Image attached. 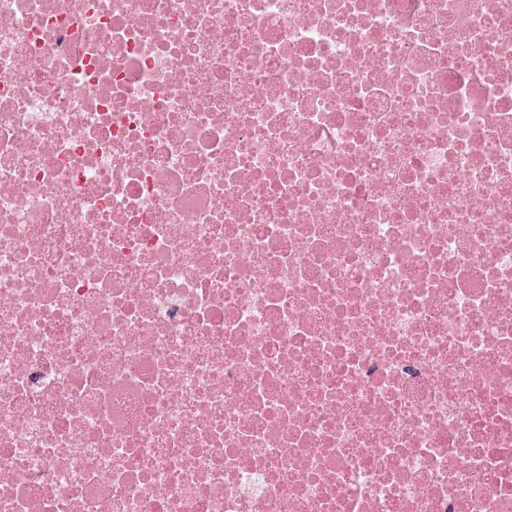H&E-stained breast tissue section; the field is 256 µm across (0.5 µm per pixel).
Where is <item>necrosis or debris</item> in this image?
Returning a JSON list of instances; mask_svg holds the SVG:
<instances>
[{"mask_svg":"<svg viewBox=\"0 0 512 512\" xmlns=\"http://www.w3.org/2000/svg\"><path fill=\"white\" fill-rule=\"evenodd\" d=\"M0 512H512V0H0Z\"/></svg>","mask_w":512,"mask_h":512,"instance_id":"4bbe7bcc","label":"necrosis or debris"}]
</instances>
